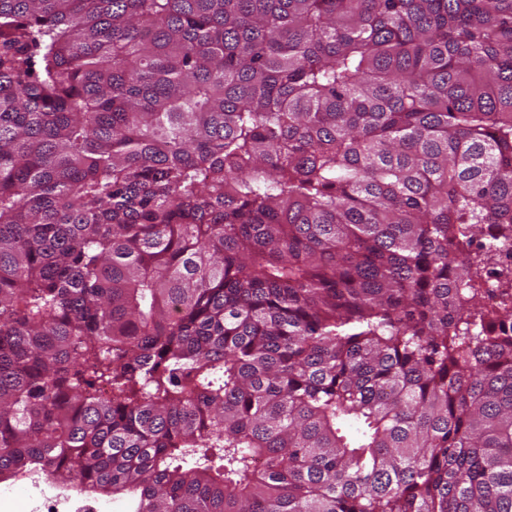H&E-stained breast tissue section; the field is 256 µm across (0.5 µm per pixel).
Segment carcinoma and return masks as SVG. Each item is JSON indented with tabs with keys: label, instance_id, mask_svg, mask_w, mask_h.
I'll list each match as a JSON object with an SVG mask.
<instances>
[{
	"label": "carcinoma",
	"instance_id": "obj_1",
	"mask_svg": "<svg viewBox=\"0 0 512 512\" xmlns=\"http://www.w3.org/2000/svg\"><path fill=\"white\" fill-rule=\"evenodd\" d=\"M511 251L512 0H0V478L512 512Z\"/></svg>",
	"mask_w": 512,
	"mask_h": 512
}]
</instances>
